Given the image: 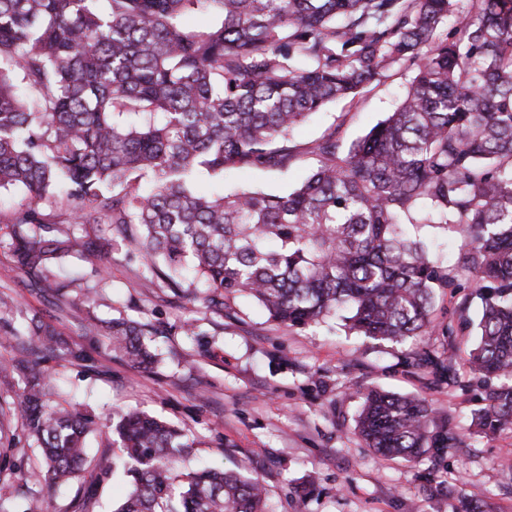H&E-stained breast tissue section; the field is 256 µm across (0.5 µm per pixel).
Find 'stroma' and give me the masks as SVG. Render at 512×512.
Here are the masks:
<instances>
[{"label":"stroma","instance_id":"obj_1","mask_svg":"<svg viewBox=\"0 0 512 512\" xmlns=\"http://www.w3.org/2000/svg\"><path fill=\"white\" fill-rule=\"evenodd\" d=\"M410 74L394 67L355 99L329 104L291 136L295 157L287 169L241 168L223 178H202L213 193L254 188L280 193L301 183L317 164L322 136L348 146L394 111ZM142 260L137 251L113 254L103 275L85 273L66 296L31 288L9 254L0 250V293L15 304L0 309V360L14 350L9 330L31 318L51 324L79 362L47 359L56 392L106 420L138 410L170 421L188 434L179 466L238 468L258 474L273 512H512V431L478 433L472 413L484 384L466 366L446 384L426 369L405 364V348L349 335L336 323L310 328L279 326L247 298L231 301L223 316L200 320L201 335L183 328L184 301L169 289L147 294L132 282ZM101 291L92 313L100 319L131 317L148 324L158 356L152 368L133 366L97 337L77 330L83 310L70 307L82 289ZM478 307L460 313L449 294L437 293L438 333L425 342L440 359L466 351L473 330L443 335L448 322L477 320ZM380 387L429 401L433 429H449L465 445L416 460L376 458L356 434L359 391Z\"/></svg>","mask_w":512,"mask_h":512}]
</instances>
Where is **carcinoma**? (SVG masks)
I'll use <instances>...</instances> for the list:
<instances>
[{"label": "carcinoma", "instance_id": "carcinoma-1", "mask_svg": "<svg viewBox=\"0 0 512 512\" xmlns=\"http://www.w3.org/2000/svg\"><path fill=\"white\" fill-rule=\"evenodd\" d=\"M0 0V191L22 193L0 223L15 267L33 286L65 257L100 263L135 247L141 288H167L219 317L251 297L268 320L305 328L339 318L350 332L404 345L431 335L436 290L480 300L469 371L496 383L472 415L478 432L512 430V0ZM195 11L213 21L190 29ZM454 18L450 33L440 29ZM394 66L411 72L395 111L340 150L313 149L315 170L278 194L211 195L199 177L278 169L307 115L354 98ZM457 227L443 267L404 224ZM131 363L156 354L146 324L87 315ZM17 354L0 380V509L18 497L4 422L17 415L45 483L82 482L122 467L113 512H267L259 476L204 468L175 475L183 429L145 412L99 424L53 400L43 354L83 356L50 326L13 329ZM406 363L457 381L455 361L417 345ZM424 397L371 389L356 432L380 458H412L460 440L431 428ZM106 429L107 450L87 438Z\"/></svg>", "mask_w": 512, "mask_h": 512}]
</instances>
